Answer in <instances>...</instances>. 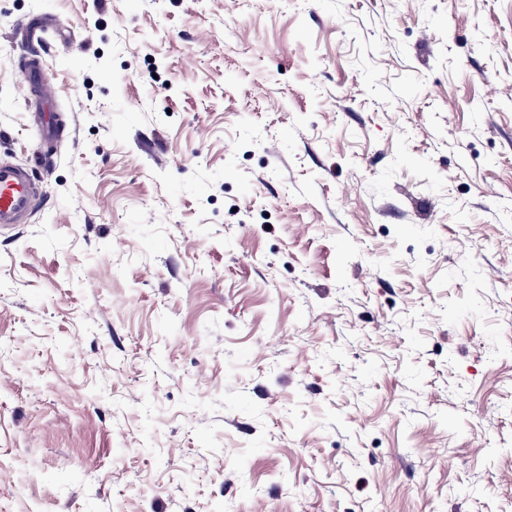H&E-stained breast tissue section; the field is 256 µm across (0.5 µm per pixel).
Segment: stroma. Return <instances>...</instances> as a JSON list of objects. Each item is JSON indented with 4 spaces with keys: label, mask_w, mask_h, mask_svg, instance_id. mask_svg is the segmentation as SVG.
<instances>
[{
    "label": "stroma",
    "mask_w": 512,
    "mask_h": 512,
    "mask_svg": "<svg viewBox=\"0 0 512 512\" xmlns=\"http://www.w3.org/2000/svg\"><path fill=\"white\" fill-rule=\"evenodd\" d=\"M47 15L0 512H512V0H0V161ZM48 26L70 27V24L63 18L47 20L34 17L22 24L19 34L21 54L18 66L27 78L36 76L40 84L42 112H36L32 131L42 164L31 167L0 164V224L5 227L25 224L29 220L40 198L43 174L49 170L63 141L64 128L53 119L54 85L44 72L41 57L34 50L35 45L44 40L42 34Z\"/></svg>",
    "instance_id": "1"
}]
</instances>
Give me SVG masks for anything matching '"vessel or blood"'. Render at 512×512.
Here are the masks:
<instances>
[{
  "instance_id": "vessel-or-blood-1",
  "label": "vessel or blood",
  "mask_w": 512,
  "mask_h": 512,
  "mask_svg": "<svg viewBox=\"0 0 512 512\" xmlns=\"http://www.w3.org/2000/svg\"><path fill=\"white\" fill-rule=\"evenodd\" d=\"M66 24L63 18L46 20L34 17L27 19L20 30L18 66L24 75L36 76L40 84L42 110L36 115L32 131L41 162L31 167L0 164V225L5 227L29 220L40 198L43 174L49 170L63 141L64 130L53 118L54 85L44 72L35 46L42 42L45 28L51 25L63 27Z\"/></svg>"
}]
</instances>
